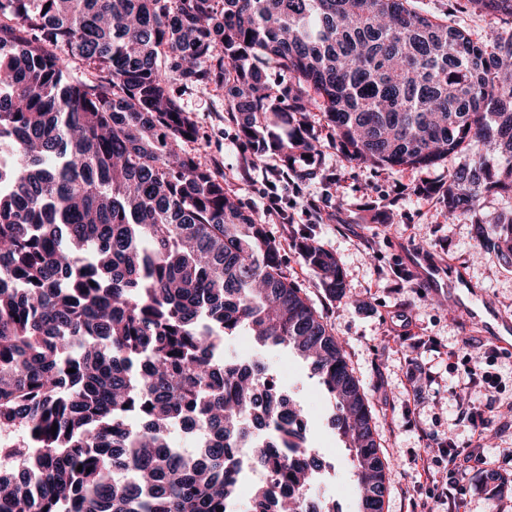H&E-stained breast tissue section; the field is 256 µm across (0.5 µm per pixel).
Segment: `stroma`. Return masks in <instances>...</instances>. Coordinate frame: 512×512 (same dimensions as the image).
Instances as JSON below:
<instances>
[{
    "instance_id": "35a3bbf8",
    "label": "stroma",
    "mask_w": 512,
    "mask_h": 512,
    "mask_svg": "<svg viewBox=\"0 0 512 512\" xmlns=\"http://www.w3.org/2000/svg\"><path fill=\"white\" fill-rule=\"evenodd\" d=\"M413 5L422 14L451 18L477 42L504 26L471 9L466 0H413ZM182 103L201 127L193 150L219 158L225 188L242 207L262 216L269 234L282 245L289 277L345 343L389 464L384 512H411V502L420 499L434 503L437 512L448 499L454 503L452 512H512V420L495 417L491 430L481 433L459 418L457 407L461 400L501 410L512 405V343L483 335L467 324L457 304L422 291L408 276L412 254H425L465 271L499 311L512 316V267L491 251L473 259L474 226L463 216L449 220L440 192L449 172L468 163V154L450 155L428 168L383 170L348 162L327 140L314 159L317 177L292 183L283 177L282 158L269 153L254 159L242 144L236 124L224 116L223 90L191 94ZM272 199L280 215L267 214ZM305 234L314 235L336 256L347 296H330L302 261L295 243ZM420 337L429 345L417 351L412 344ZM224 352L269 363L278 386L301 405L308 445L322 458L313 494L334 496L340 512H356L348 451L329 423L333 404L307 363L287 348L259 346L244 333L225 342ZM478 358L494 376L493 388L470 386L467 373ZM411 370L428 375L425 391L408 392L406 374ZM433 434L452 436L461 448L479 436L489 449L463 477L451 480L442 450L428 441ZM422 453L429 456L434 480L418 473ZM491 471L507 477V486L483 483Z\"/></svg>"
}]
</instances>
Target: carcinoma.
Wrapping results in <instances>:
<instances>
[{
  "mask_svg": "<svg viewBox=\"0 0 512 512\" xmlns=\"http://www.w3.org/2000/svg\"><path fill=\"white\" fill-rule=\"evenodd\" d=\"M467 2L512 21V0ZM506 64L512 27L477 42L411 0H0V512H338L310 502L322 462L299 406L262 359L224 355L241 329L308 363L358 512H383L387 463L344 346L261 217L186 149L200 130L181 97L224 89L252 154L301 180L321 128L391 170L470 151L440 186L448 219L512 263V219L479 208L512 194ZM296 249L346 296L330 251Z\"/></svg>",
  "mask_w": 512,
  "mask_h": 512,
  "instance_id": "1",
  "label": "carcinoma"
}]
</instances>
